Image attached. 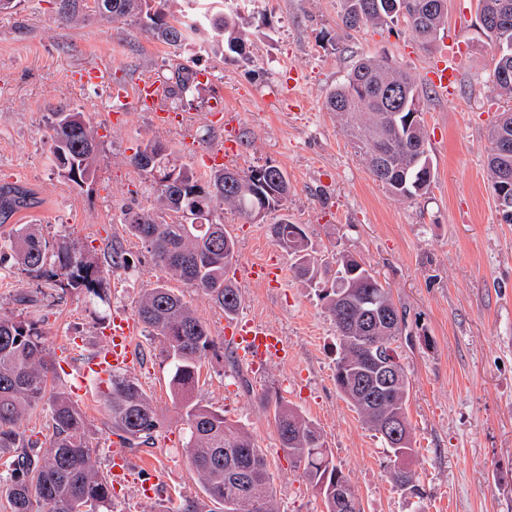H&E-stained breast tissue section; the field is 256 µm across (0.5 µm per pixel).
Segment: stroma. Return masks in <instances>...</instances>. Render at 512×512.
<instances>
[{"label": "stroma", "instance_id": "1", "mask_svg": "<svg viewBox=\"0 0 512 512\" xmlns=\"http://www.w3.org/2000/svg\"><path fill=\"white\" fill-rule=\"evenodd\" d=\"M247 24L246 56L216 55L206 34L171 47L140 34L128 20L84 8L78 24L60 20L53 0H24L0 12V186L28 192L32 205L0 219V238L21 224L49 240L79 243L109 264L104 297L31 280L0 269V315L42 318L43 341L65 386L83 411L101 469L115 440L99 398L84 400L73 374L100 347L117 318L136 319L141 294L167 280L142 242L122 223L126 206L146 205L144 174L128 162L149 141L168 145L185 162L221 145L213 120H234L239 150L227 167H280L291 183L288 217L307 227L314 255L332 249L362 258L400 307L397 341L410 381L407 404L415 433L412 468L421 496L393 486L378 438L336 387V327L299 279L268 227L277 213L251 221L230 207L215 214L238 242L227 272L240 290L239 318L281 336L286 358L253 372L224 334L223 310L185 290L213 347L203 360L201 404L248 429L267 456L278 512H324L322 497L290 464L261 396L283 397L321 429L334 461L348 476L362 512H512V224L496 211L485 177L490 128L512 99L493 85L497 49L483 31L477 0H448V22L431 47L403 20L349 30L341 0H228ZM385 56L426 89L422 101L436 177L428 194L392 196L376 182L342 124L325 107L329 93L363 57ZM454 58L457 81L447 93L429 87L432 68ZM106 82L77 87L89 64ZM199 74L191 100L161 125L136 101L141 78L166 89L176 68ZM127 94L113 112V90ZM83 112L100 137L97 173L75 184L51 160L47 132L58 106ZM130 261L111 264L113 253ZM277 261L286 271L270 288L243 278L244 266ZM136 362L126 374L150 397L159 428L150 444L130 450L128 481L113 494L116 512H174L183 500L198 512L212 502L187 465L185 426L170 394V370L145 327L133 337Z\"/></svg>", "mask_w": 512, "mask_h": 512}]
</instances>
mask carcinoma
<instances>
[{"label": "carcinoma", "instance_id": "cac0c4a2", "mask_svg": "<svg viewBox=\"0 0 512 512\" xmlns=\"http://www.w3.org/2000/svg\"><path fill=\"white\" fill-rule=\"evenodd\" d=\"M59 16L68 23L80 19L83 0H59ZM168 0H112V19L129 18L138 29L158 40L178 46L197 27L207 29L214 51L242 53L246 33L238 14L219 10L193 12L167 20ZM478 9L498 17L484 25L498 47L493 83L512 94V0H478ZM401 18L423 45H431L448 19V0H342L341 21L349 29L383 27ZM169 93L178 101L192 96L196 73L174 74ZM420 99L411 76L384 58L360 59L345 81L331 92L326 108L346 127L358 153L375 181L393 196L413 200L428 193L434 173L427 146L422 112L403 107L406 100ZM492 150L487 159V179L501 220L512 224V205L502 208L498 191L512 197V113L503 112L490 130ZM48 139L56 168L68 180L80 184L97 170L100 142L84 113L69 110L52 113ZM129 163L149 178L147 192L154 196L170 221H160L154 209L127 207L124 223L144 243L155 265L214 301L224 315L236 314L240 296L226 271L237 260V243L224 224L193 209L203 197L221 202L249 219L286 208L291 186L277 166L264 165L242 171L222 167L203 177L175 152L160 142L136 149ZM26 193L14 186H0V216L26 208ZM274 241L288 250L297 276L317 286L322 275L309 253V237L301 224L280 215L270 225ZM55 268L48 270V260ZM10 261L34 279L61 278L66 286L97 297L104 291V271L75 242L62 238L49 243L35 225L21 224L0 245V266ZM326 264L336 265L330 288L318 297L329 313L340 340L336 383L363 424L378 431L387 416L399 414L404 423L396 447L382 445L392 454L388 477L398 488L419 496V478L408 461L415 452L407 403L410 380L404 367L377 400L365 382L376 363L396 353L393 344L401 335L402 313L377 273L350 252L330 251ZM389 311L395 319L385 322ZM137 316L150 335L159 341L161 354L170 361L169 387L184 411L188 441L184 453L189 467L203 482L206 495L219 512H277L266 458L252 435L229 421L224 412L195 399L200 383L202 358L214 341L207 325L199 320L184 294L163 282L146 290L137 303ZM43 320L23 315L0 316V450L17 449L8 463V476L0 477V495L11 512H114L112 483L96 459L83 411L57 383L61 366L42 341ZM112 434L124 448L149 443L158 428L151 401L143 389L123 373H114L102 391ZM272 411L281 447L293 467L322 495L325 512H343L336 506V480L356 498L348 478L335 464L317 425L283 401L262 399ZM42 407L52 433L49 449L37 451V443L20 430L24 415Z\"/></svg>", "mask_w": 512, "mask_h": 512}]
</instances>
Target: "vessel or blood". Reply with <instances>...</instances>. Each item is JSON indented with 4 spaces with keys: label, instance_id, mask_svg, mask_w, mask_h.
<instances>
[{
    "label": "vessel or blood",
    "instance_id": "vessel-or-blood-1",
    "mask_svg": "<svg viewBox=\"0 0 512 512\" xmlns=\"http://www.w3.org/2000/svg\"><path fill=\"white\" fill-rule=\"evenodd\" d=\"M238 352L255 369L262 368L267 361L281 359L286 355L282 340L271 330L246 321L230 327ZM135 333L132 321L117 319L112 323L105 344L100 347L79 369V381L93 380L103 385L112 373L128 367L134 357L131 337Z\"/></svg>",
    "mask_w": 512,
    "mask_h": 512
}]
</instances>
